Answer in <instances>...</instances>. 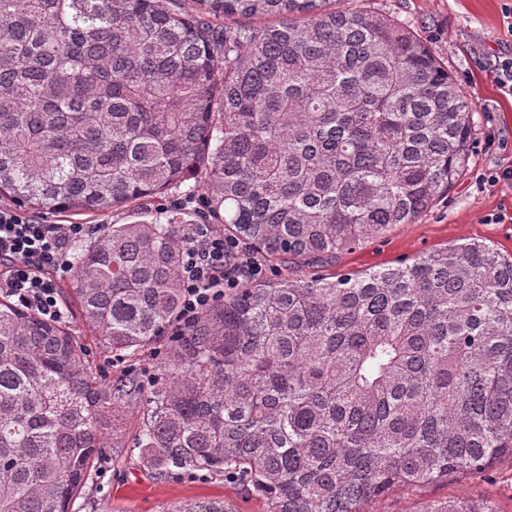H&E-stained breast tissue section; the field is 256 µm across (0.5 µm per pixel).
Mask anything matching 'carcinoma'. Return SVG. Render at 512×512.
<instances>
[{"label":"carcinoma","instance_id":"cac0c4a2","mask_svg":"<svg viewBox=\"0 0 512 512\" xmlns=\"http://www.w3.org/2000/svg\"><path fill=\"white\" fill-rule=\"evenodd\" d=\"M196 2L0 0V197L138 216L69 248L68 297L107 350L135 357L175 321L194 224L148 204L188 180L224 236L283 269L167 342L142 400L131 379H97L69 323L0 296V512H76L105 448L161 480L222 475L265 512H365L512 457V256L470 242L288 273L448 193L469 160L468 98L409 25L360 0ZM237 15L277 21L213 23Z\"/></svg>","mask_w":512,"mask_h":512}]
</instances>
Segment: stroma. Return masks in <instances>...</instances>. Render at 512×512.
I'll return each instance as SVG.
<instances>
[{
    "mask_svg": "<svg viewBox=\"0 0 512 512\" xmlns=\"http://www.w3.org/2000/svg\"><path fill=\"white\" fill-rule=\"evenodd\" d=\"M380 10L407 22L447 66L449 75L471 100L474 142L466 170L448 195L412 224H396L380 237L340 254L336 273L369 272L411 262L421 254L451 244L486 243L512 255V184H491L490 171L512 167V97L502 94L492 64L512 53V35L501 11L502 0H377ZM204 194L186 182L173 198L152 205L159 223L176 211L197 221ZM80 336L97 377L108 383L127 376L143 381L155 374L164 355L162 345L145 349L136 359H111L94 334L78 324L74 310L64 312ZM494 500L500 512H512V459L497 460L491 473L428 484L413 491L397 490L369 503V512H419L424 503L455 498ZM224 500L237 512H265L262 500L205 472L167 480L145 470L137 455L113 458L103 451L79 505L81 512H163L192 501Z\"/></svg>",
    "mask_w": 512,
    "mask_h": 512,
    "instance_id": "stroma-1",
    "label": "stroma"
}]
</instances>
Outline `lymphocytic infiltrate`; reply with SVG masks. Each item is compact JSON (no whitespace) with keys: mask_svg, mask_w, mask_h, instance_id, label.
I'll use <instances>...</instances> for the list:
<instances>
[{"mask_svg":"<svg viewBox=\"0 0 512 512\" xmlns=\"http://www.w3.org/2000/svg\"><path fill=\"white\" fill-rule=\"evenodd\" d=\"M91 233L84 224H45L19 207L0 206V294L46 319H59L58 283L70 270L66 249ZM263 274L239 241L210 224L195 227L181 268V304L169 333L182 335L228 288Z\"/></svg>","mask_w":512,"mask_h":512,"instance_id":"f902f5d3","label":"lymphocytic infiltrate"}]
</instances>
